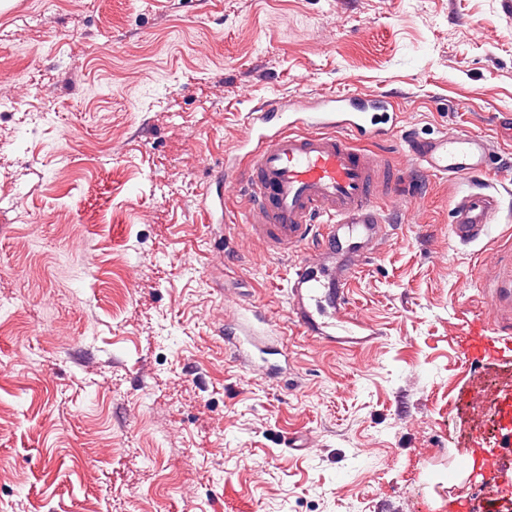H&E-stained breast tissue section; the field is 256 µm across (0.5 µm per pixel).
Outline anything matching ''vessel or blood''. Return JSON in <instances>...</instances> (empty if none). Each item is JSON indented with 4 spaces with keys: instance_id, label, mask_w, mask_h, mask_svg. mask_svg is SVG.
Masks as SVG:
<instances>
[{
    "instance_id": "obj_1",
    "label": "vessel or blood",
    "mask_w": 512,
    "mask_h": 512,
    "mask_svg": "<svg viewBox=\"0 0 512 512\" xmlns=\"http://www.w3.org/2000/svg\"><path fill=\"white\" fill-rule=\"evenodd\" d=\"M381 100L359 91L315 98L267 99L248 113L238 155L225 160V181L243 190L252 235L276 256H295L283 318L238 307L224 331V351L250 371L282 347L289 327L325 345L354 349L379 343L383 331L352 309L351 284L365 261L387 245L391 226L381 198L402 173L361 140H390L377 117ZM402 150L422 171L458 179L487 171L492 143L466 132L405 136ZM500 210L497 194L474 186L455 202L452 240L467 246L487 237Z\"/></svg>"
}]
</instances>
